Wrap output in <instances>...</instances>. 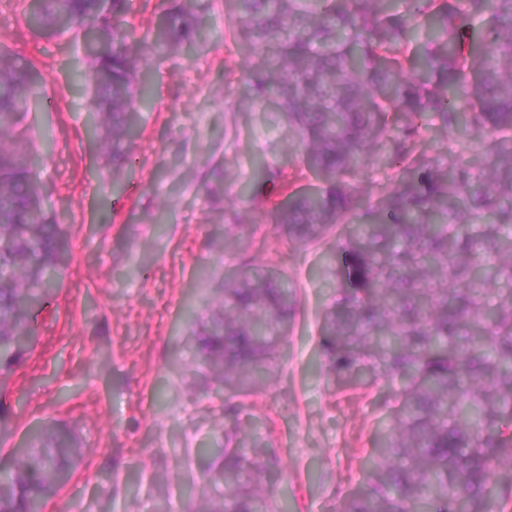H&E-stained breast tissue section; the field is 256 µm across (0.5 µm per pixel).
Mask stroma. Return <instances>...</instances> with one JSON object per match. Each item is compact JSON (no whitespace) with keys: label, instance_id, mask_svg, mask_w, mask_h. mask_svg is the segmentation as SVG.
I'll use <instances>...</instances> for the list:
<instances>
[{"label":"stroma","instance_id":"35a3bbf8","mask_svg":"<svg viewBox=\"0 0 512 512\" xmlns=\"http://www.w3.org/2000/svg\"><path fill=\"white\" fill-rule=\"evenodd\" d=\"M27 4L0 0V48L40 75L35 131L52 152L38 177L69 250L34 313L33 346L0 374L11 430L0 460L31 432L65 429L81 456L43 512H168L174 502L193 512L220 493L209 476L244 439L260 449L258 480L278 512H342L395 398L338 388L318 366L322 314L338 292L314 271L335 241L300 251L273 217L233 221L254 156L280 151L286 129L243 98L256 62L229 31L224 0H208L193 43L139 57L152 105L117 189L86 137V99L70 89L86 67L81 46L29 27ZM229 268L279 276L297 308L272 379L237 398L230 419L197 338L222 314Z\"/></svg>","mask_w":512,"mask_h":512}]
</instances>
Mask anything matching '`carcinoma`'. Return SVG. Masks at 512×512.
Listing matches in <instances>:
<instances>
[{"instance_id": "obj_1", "label": "carcinoma", "mask_w": 512, "mask_h": 512, "mask_svg": "<svg viewBox=\"0 0 512 512\" xmlns=\"http://www.w3.org/2000/svg\"><path fill=\"white\" fill-rule=\"evenodd\" d=\"M202 0H182L140 40L123 23L127 0H38L26 23L78 33L88 62L80 87L95 112L90 136L112 143V182L131 165L146 83L144 52L190 43ZM406 5L405 12L397 5ZM229 29L261 64L246 94L288 127L303 167L264 160L258 179L283 173L286 201L245 198L269 212L289 245L306 249L346 225L336 263L340 302L324 316L326 374L338 385L397 388L382 462L343 512H504L512 502V0H225ZM39 76L0 49V369L30 346L31 316L55 288L67 237L51 223L37 179L41 147L29 117ZM434 121L462 133L426 156ZM484 163L475 178L464 154ZM389 188L359 211L366 165ZM316 188L294 191L304 170ZM224 321L203 340L204 364L224 384V410L280 352L296 306L278 277L227 279ZM80 449L56 432L31 436L0 467V512H42L71 478ZM211 480L224 502L200 512H274L252 463L227 448Z\"/></svg>"}]
</instances>
